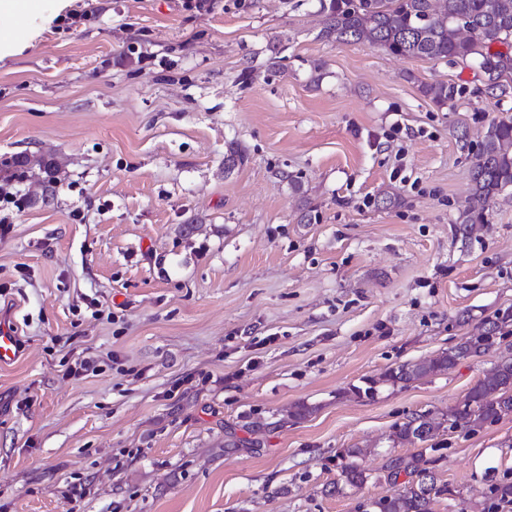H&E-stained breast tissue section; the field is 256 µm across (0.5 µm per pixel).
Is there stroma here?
<instances>
[{"label":"stroma","mask_w":512,"mask_h":512,"mask_svg":"<svg viewBox=\"0 0 512 512\" xmlns=\"http://www.w3.org/2000/svg\"><path fill=\"white\" fill-rule=\"evenodd\" d=\"M1 26L0 157L67 167L48 204L0 206V318L22 343L0 367V512H370L397 492L380 469L415 447L394 426L443 418L512 356L508 335L352 392L512 313V190L472 234L455 223L512 96L322 40L318 0H40ZM437 81L467 92L437 106ZM232 139L249 162L228 172ZM435 443L432 512H490L512 415ZM357 447L369 481L333 493ZM484 332L479 336H467L464 341L457 346L443 351L436 359L422 360L423 365L413 369L411 372H405L404 367L410 363L399 365L386 372L382 376V382L395 386L403 383L424 379L439 372L447 371L453 368L461 359L473 354L480 353L494 345L499 336H504V329L512 325V315H497L495 319L486 321Z\"/></svg>","instance_id":"stroma-1"}]
</instances>
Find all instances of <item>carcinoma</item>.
I'll return each instance as SVG.
<instances>
[{"mask_svg": "<svg viewBox=\"0 0 512 512\" xmlns=\"http://www.w3.org/2000/svg\"><path fill=\"white\" fill-rule=\"evenodd\" d=\"M323 14L320 37L343 44L377 46L398 58L424 57L487 67L481 91L493 98L512 93V0H320ZM464 87L438 81L424 87L433 103L445 106L461 97ZM248 161L244 148L235 140L225 142L224 171ZM0 172L18 181L34 179L41 198L54 195L61 182L64 164L39 152L14 155L0 161ZM512 189V121L490 123L479 143L473 163L471 192L473 206L460 211L455 223L465 233L486 223L491 202ZM512 325V315H497L486 321L479 336H467L457 346L436 359L406 372L398 366L386 372L382 381L393 386L424 379L453 368L460 360L494 345L504 329ZM512 413V358L501 361L496 370L470 389L462 406L448 412L445 422L451 429L474 432L487 421ZM442 422L420 414L394 427L389 439L409 444L429 441ZM361 448H349L342 456L341 477L349 487H361L370 478L356 463ZM426 449L390 456L383 466L384 477L401 469L411 478L403 490L372 502L373 512H431L433 501L448 493L437 484Z\"/></svg>", "mask_w": 512, "mask_h": 512, "instance_id": "obj_1", "label": "carcinoma"}]
</instances>
